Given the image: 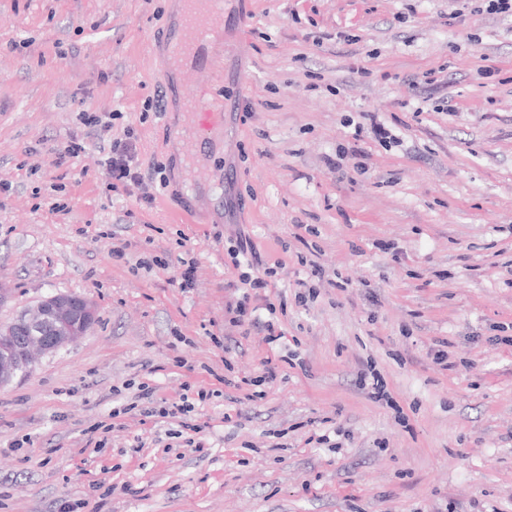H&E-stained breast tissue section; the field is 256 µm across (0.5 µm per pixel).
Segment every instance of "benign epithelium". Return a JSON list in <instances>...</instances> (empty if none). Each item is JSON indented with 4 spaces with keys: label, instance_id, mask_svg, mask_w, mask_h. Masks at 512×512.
Here are the masks:
<instances>
[{
    "label": "benign epithelium",
    "instance_id": "obj_1",
    "mask_svg": "<svg viewBox=\"0 0 512 512\" xmlns=\"http://www.w3.org/2000/svg\"><path fill=\"white\" fill-rule=\"evenodd\" d=\"M96 321L87 299L56 294L40 300L8 324H0V386L33 368L35 355L52 354L86 336Z\"/></svg>",
    "mask_w": 512,
    "mask_h": 512
}]
</instances>
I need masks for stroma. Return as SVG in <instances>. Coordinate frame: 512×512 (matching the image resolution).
<instances>
[{
    "mask_svg": "<svg viewBox=\"0 0 512 512\" xmlns=\"http://www.w3.org/2000/svg\"><path fill=\"white\" fill-rule=\"evenodd\" d=\"M176 2L0 0V323L59 293L97 311L0 388V512H512V16L226 0L203 97L224 136L195 186ZM128 126L143 181L111 191ZM242 237L277 275L237 325ZM142 383L194 411L147 416Z\"/></svg>",
    "mask_w": 512,
    "mask_h": 512,
    "instance_id": "obj_1",
    "label": "stroma"
}]
</instances>
